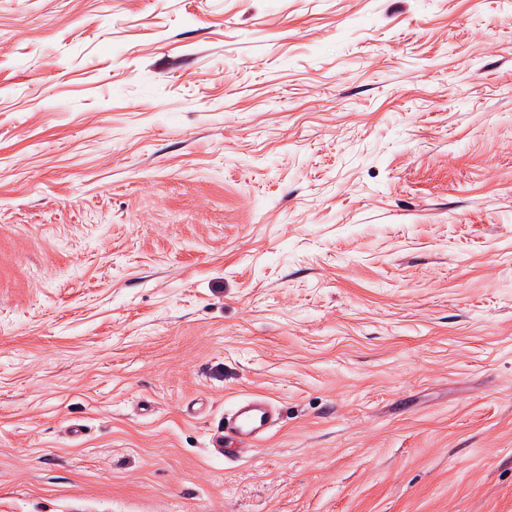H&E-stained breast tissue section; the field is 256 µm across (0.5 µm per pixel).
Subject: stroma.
Wrapping results in <instances>:
<instances>
[{
	"label": "stroma",
	"instance_id": "35a3bbf8",
	"mask_svg": "<svg viewBox=\"0 0 512 512\" xmlns=\"http://www.w3.org/2000/svg\"><path fill=\"white\" fill-rule=\"evenodd\" d=\"M0 512H512V0H0ZM277 422V411L268 400L239 401L224 415V431L216 439L215 449L226 458L243 456L266 439Z\"/></svg>",
	"mask_w": 512,
	"mask_h": 512
}]
</instances>
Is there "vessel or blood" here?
Segmentation results:
<instances>
[{"instance_id":"obj_1","label":"vessel or blood","mask_w":512,"mask_h":512,"mask_svg":"<svg viewBox=\"0 0 512 512\" xmlns=\"http://www.w3.org/2000/svg\"><path fill=\"white\" fill-rule=\"evenodd\" d=\"M278 422L273 405L263 398L236 403L224 416V430L215 441L216 450L224 457H240L251 451Z\"/></svg>"}]
</instances>
